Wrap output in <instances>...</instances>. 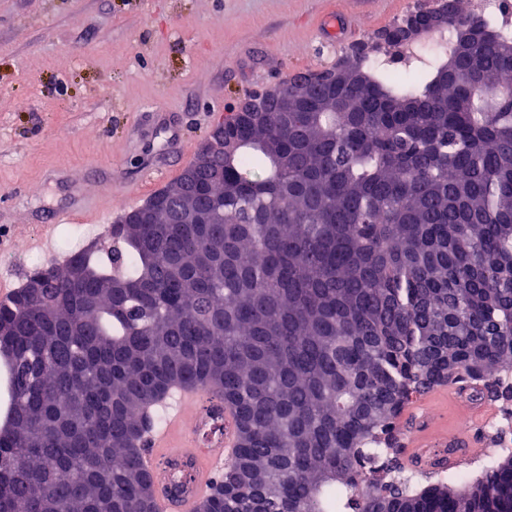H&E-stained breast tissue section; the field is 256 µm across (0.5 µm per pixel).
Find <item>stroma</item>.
Segmentation results:
<instances>
[{
  "instance_id": "1",
  "label": "stroma",
  "mask_w": 512,
  "mask_h": 512,
  "mask_svg": "<svg viewBox=\"0 0 512 512\" xmlns=\"http://www.w3.org/2000/svg\"><path fill=\"white\" fill-rule=\"evenodd\" d=\"M419 0H0V236L80 198L104 227L168 131L371 42Z\"/></svg>"
}]
</instances>
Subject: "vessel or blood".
Wrapping results in <instances>:
<instances>
[{
    "label": "vessel or blood",
    "mask_w": 512,
    "mask_h": 512,
    "mask_svg": "<svg viewBox=\"0 0 512 512\" xmlns=\"http://www.w3.org/2000/svg\"><path fill=\"white\" fill-rule=\"evenodd\" d=\"M190 153L188 143L180 138L168 142L169 161L160 168L145 169L143 181L153 182L162 176L179 172ZM95 215L83 203L54 211L49 224H94ZM201 391L174 388L164 398L165 418L146 437V450L142 457L145 470L157 485L154 512H193L195 503L207 496L211 490L214 475L230 462L237 450L235 435V413L224 409V427L209 431L205 424L189 427L185 410L198 405ZM465 407L471 421L480 423L491 414L489 407L469 403L457 389L443 386L435 389L416 405L410 406L409 414L420 415L428 409H439L448 405ZM473 435L468 431L449 428L440 424L417 431L408 441L409 451L420 448L444 447L454 443L470 445ZM190 470L192 480L186 488H178L176 478L181 470Z\"/></svg>",
    "instance_id": "b4317fda"
}]
</instances>
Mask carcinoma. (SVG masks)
<instances>
[{
	"label": "carcinoma",
	"mask_w": 512,
	"mask_h": 512,
	"mask_svg": "<svg viewBox=\"0 0 512 512\" xmlns=\"http://www.w3.org/2000/svg\"><path fill=\"white\" fill-rule=\"evenodd\" d=\"M467 15L405 80L363 57L286 123L234 118L215 223L115 224L119 259L0 303V512H154L141 457L175 387L236 413L213 512H512L511 450L470 479L402 444L438 386L512 404V35L459 49Z\"/></svg>",
	"instance_id": "obj_1"
}]
</instances>
